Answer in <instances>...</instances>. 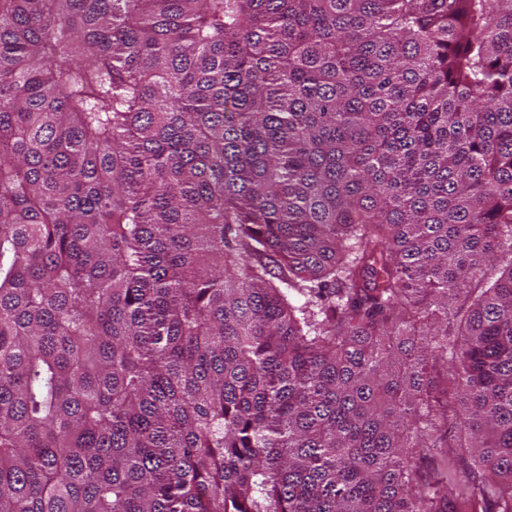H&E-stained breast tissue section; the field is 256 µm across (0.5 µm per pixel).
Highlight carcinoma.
Returning a JSON list of instances; mask_svg holds the SVG:
<instances>
[{
	"label": "carcinoma",
	"instance_id": "obj_1",
	"mask_svg": "<svg viewBox=\"0 0 512 512\" xmlns=\"http://www.w3.org/2000/svg\"><path fill=\"white\" fill-rule=\"evenodd\" d=\"M0 512H512V0H0Z\"/></svg>",
	"mask_w": 512,
	"mask_h": 512
}]
</instances>
